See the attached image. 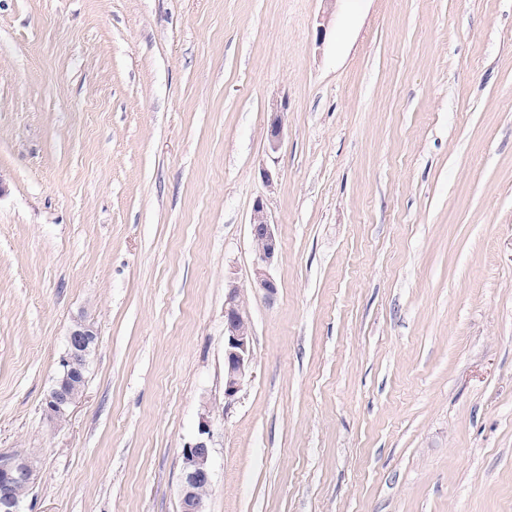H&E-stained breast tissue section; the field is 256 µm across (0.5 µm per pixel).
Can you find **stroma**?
I'll list each match as a JSON object with an SVG mask.
<instances>
[{"label":"stroma","mask_w":512,"mask_h":512,"mask_svg":"<svg viewBox=\"0 0 512 512\" xmlns=\"http://www.w3.org/2000/svg\"><path fill=\"white\" fill-rule=\"evenodd\" d=\"M230 271L254 361L228 408ZM80 319L98 345L54 426ZM208 410L207 512H512V0H0L21 512H180ZM284 107L276 106L270 112L267 122V143L271 152H276L283 137ZM249 228L254 254V285L271 298L276 295L278 284L271 276L270 268L278 258L281 243L267 205L261 197L253 203ZM97 335L93 324L80 321L68 336L67 348L59 361L61 378L55 382L43 402V413L49 422L54 424V421L60 422L62 418L66 420L70 408L77 402L70 384L83 378V374L82 388H85L90 364L87 366L88 356L95 349Z\"/></svg>","instance_id":"stroma-1"}]
</instances>
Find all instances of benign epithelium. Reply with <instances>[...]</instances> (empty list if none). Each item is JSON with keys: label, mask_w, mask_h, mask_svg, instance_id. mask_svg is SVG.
Here are the masks:
<instances>
[{"label": "benign epithelium", "mask_w": 512, "mask_h": 512, "mask_svg": "<svg viewBox=\"0 0 512 512\" xmlns=\"http://www.w3.org/2000/svg\"><path fill=\"white\" fill-rule=\"evenodd\" d=\"M284 131V108L271 110L267 122V143L271 152L277 151ZM250 237L253 246L254 285L271 298L278 284L270 274L277 260L281 243L275 224L263 198L252 206ZM97 331L93 324L78 322L68 336L67 348L60 358L61 378L55 382L43 402V413L49 422L67 418L76 403L70 384L83 378L88 356L95 349ZM254 358L252 328L246 311L245 294L234 273L226 275L224 293V409L235 403L249 374ZM213 420L201 414L194 438L181 451V512H205V498L211 483ZM38 461L31 455L15 450L0 452V512H18V504L11 495L16 484L34 487L39 479Z\"/></svg>", "instance_id": "benign-epithelium-1"}]
</instances>
